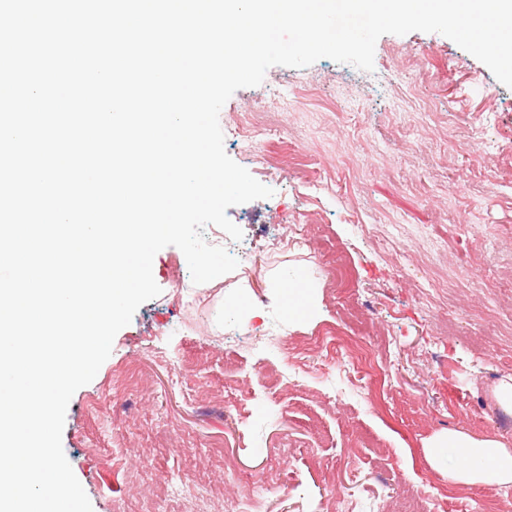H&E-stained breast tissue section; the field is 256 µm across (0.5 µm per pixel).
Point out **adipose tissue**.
<instances>
[{"label":"adipose tissue","mask_w":512,"mask_h":512,"mask_svg":"<svg viewBox=\"0 0 512 512\" xmlns=\"http://www.w3.org/2000/svg\"><path fill=\"white\" fill-rule=\"evenodd\" d=\"M429 454L437 462L455 457V465L445 470L450 484L485 490L512 485V446L498 436L451 429L433 439Z\"/></svg>","instance_id":"1"}]
</instances>
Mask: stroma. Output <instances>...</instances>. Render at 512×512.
<instances>
[{
  "label": "stroma",
  "instance_id": "obj_1",
  "mask_svg": "<svg viewBox=\"0 0 512 512\" xmlns=\"http://www.w3.org/2000/svg\"><path fill=\"white\" fill-rule=\"evenodd\" d=\"M219 123L274 191L226 210L252 262L197 285L156 254L160 295L66 411L93 512H500L512 486L450 485L427 446L512 441V88L441 34H386L373 71L271 67ZM295 218L313 235L267 249Z\"/></svg>",
  "mask_w": 512,
  "mask_h": 512
}]
</instances>
